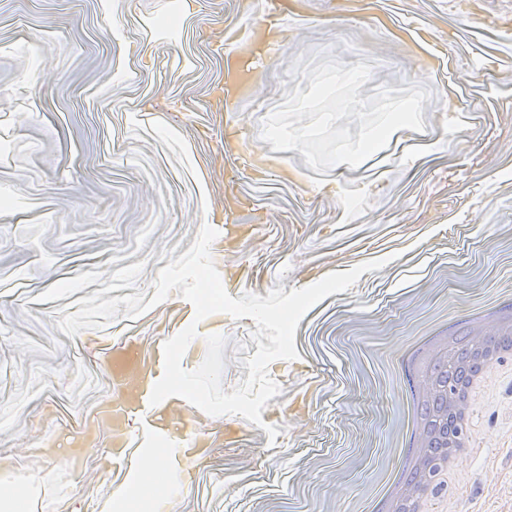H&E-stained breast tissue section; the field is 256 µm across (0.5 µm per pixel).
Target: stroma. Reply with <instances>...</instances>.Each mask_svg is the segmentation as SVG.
Masks as SVG:
<instances>
[{
	"mask_svg": "<svg viewBox=\"0 0 512 512\" xmlns=\"http://www.w3.org/2000/svg\"><path fill=\"white\" fill-rule=\"evenodd\" d=\"M272 33L280 58L251 54ZM512 0H0V499L26 512H110L137 490L129 466L160 438L185 472L155 512H378L381 470L412 440L409 362L420 341L512 309ZM271 74L252 100L224 79L249 57ZM330 60L373 66L379 85H420L423 131L393 133L358 168L320 173L261 141L300 74ZM225 290L291 291L362 263L347 291L298 324L295 360L268 367L281 394L263 426L186 399L151 404L163 344L189 325L198 368L225 314L196 320L179 291L133 319L69 336L57 327L113 271L134 287L202 227ZM223 350L248 376L254 321ZM135 365L119 387L114 348ZM276 427L269 440L266 426ZM476 444L446 512H512V361L473 409Z\"/></svg>",
	"mask_w": 512,
	"mask_h": 512,
	"instance_id": "35a3bbf8",
	"label": "stroma"
}]
</instances>
